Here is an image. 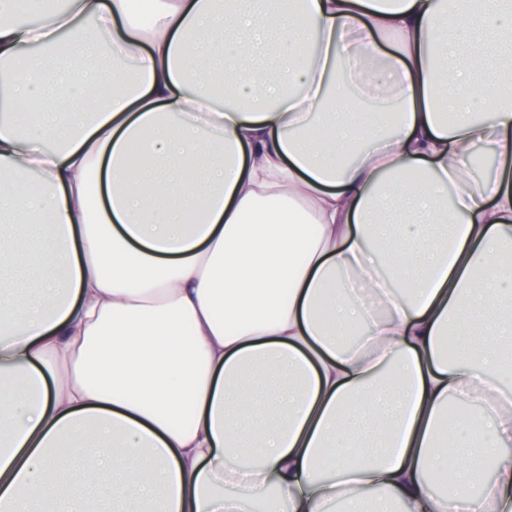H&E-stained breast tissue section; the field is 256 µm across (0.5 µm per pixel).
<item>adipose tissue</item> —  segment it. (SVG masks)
Returning <instances> with one entry per match:
<instances>
[{"instance_id":"obj_1","label":"adipose tissue","mask_w":512,"mask_h":512,"mask_svg":"<svg viewBox=\"0 0 512 512\" xmlns=\"http://www.w3.org/2000/svg\"><path fill=\"white\" fill-rule=\"evenodd\" d=\"M149 5L0 0V512H512V0Z\"/></svg>"}]
</instances>
